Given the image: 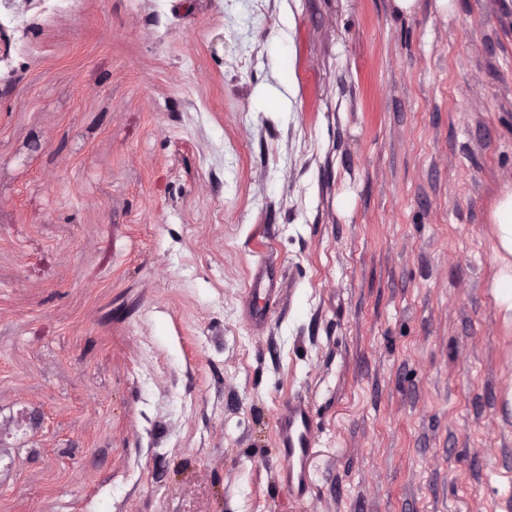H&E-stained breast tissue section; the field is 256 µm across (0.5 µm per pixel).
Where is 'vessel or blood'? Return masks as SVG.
Instances as JSON below:
<instances>
[{
    "instance_id": "1",
    "label": "vessel or blood",
    "mask_w": 512,
    "mask_h": 512,
    "mask_svg": "<svg viewBox=\"0 0 512 512\" xmlns=\"http://www.w3.org/2000/svg\"><path fill=\"white\" fill-rule=\"evenodd\" d=\"M275 422L278 479L289 496L300 502L310 489L307 466L316 434L309 402L298 395L288 397L277 408Z\"/></svg>"
}]
</instances>
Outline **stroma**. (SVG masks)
Returning <instances> with one entry per match:
<instances>
[{
  "label": "stroma",
  "mask_w": 512,
  "mask_h": 512,
  "mask_svg": "<svg viewBox=\"0 0 512 512\" xmlns=\"http://www.w3.org/2000/svg\"><path fill=\"white\" fill-rule=\"evenodd\" d=\"M0 27V512H512V0H31ZM490 236L494 242L497 269L494 296L504 322H512V179L506 183L490 217ZM275 422L279 482L293 500L304 501L310 489L307 466L316 434L309 402L299 395L288 397L277 408Z\"/></svg>",
  "instance_id": "35a3bbf8"
}]
</instances>
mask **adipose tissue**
Here are the masks:
<instances>
[{
	"label": "adipose tissue",
	"mask_w": 512,
	"mask_h": 512,
	"mask_svg": "<svg viewBox=\"0 0 512 512\" xmlns=\"http://www.w3.org/2000/svg\"><path fill=\"white\" fill-rule=\"evenodd\" d=\"M497 269L494 296L504 322H512V186L505 187L490 217Z\"/></svg>",
	"instance_id": "ef3b65f1"
}]
</instances>
